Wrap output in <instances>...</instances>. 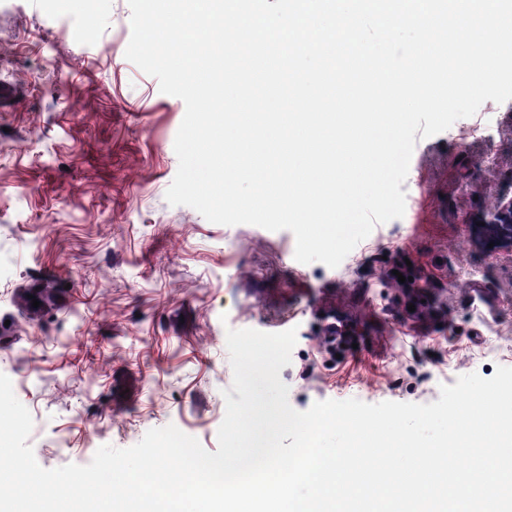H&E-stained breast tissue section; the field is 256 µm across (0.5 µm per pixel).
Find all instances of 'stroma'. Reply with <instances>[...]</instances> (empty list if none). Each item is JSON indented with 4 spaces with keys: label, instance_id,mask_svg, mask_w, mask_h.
Listing matches in <instances>:
<instances>
[{
    "label": "stroma",
    "instance_id": "obj_1",
    "mask_svg": "<svg viewBox=\"0 0 512 512\" xmlns=\"http://www.w3.org/2000/svg\"><path fill=\"white\" fill-rule=\"evenodd\" d=\"M128 0H0V373L38 464L91 462L175 425L218 448L231 329L296 331L280 371L298 411L324 400L428 404L512 367V252L472 224L512 198V100L418 139L402 218L335 268L291 231L227 226L165 194L185 104L128 61ZM403 259V291L388 276ZM43 283L55 302L35 309ZM354 347L325 351L327 314Z\"/></svg>",
    "mask_w": 512,
    "mask_h": 512
}]
</instances>
